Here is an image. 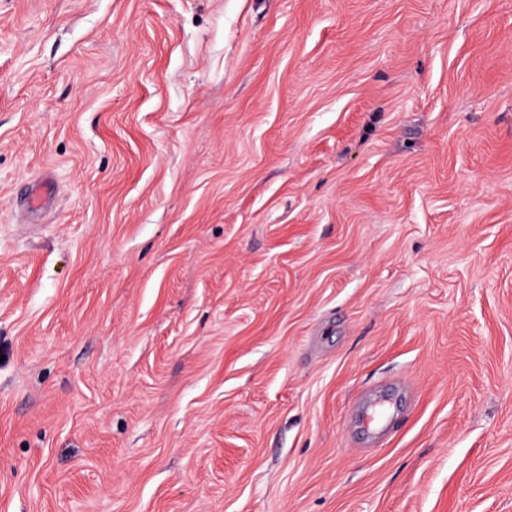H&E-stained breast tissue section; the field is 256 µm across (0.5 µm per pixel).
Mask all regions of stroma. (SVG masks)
Instances as JSON below:
<instances>
[{"label": "stroma", "instance_id": "1", "mask_svg": "<svg viewBox=\"0 0 512 512\" xmlns=\"http://www.w3.org/2000/svg\"><path fill=\"white\" fill-rule=\"evenodd\" d=\"M0 512H512V0H0Z\"/></svg>", "mask_w": 512, "mask_h": 512}]
</instances>
